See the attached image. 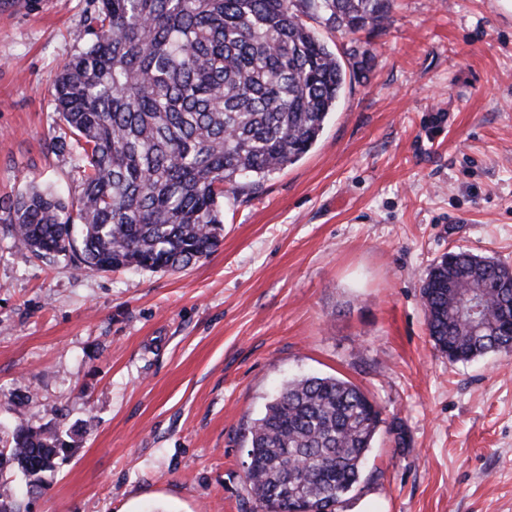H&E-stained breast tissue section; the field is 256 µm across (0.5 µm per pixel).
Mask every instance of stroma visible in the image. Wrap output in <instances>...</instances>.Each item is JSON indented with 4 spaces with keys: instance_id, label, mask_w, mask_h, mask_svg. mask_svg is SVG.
Here are the masks:
<instances>
[{
    "instance_id": "35a3bbf8",
    "label": "stroma",
    "mask_w": 512,
    "mask_h": 512,
    "mask_svg": "<svg viewBox=\"0 0 512 512\" xmlns=\"http://www.w3.org/2000/svg\"><path fill=\"white\" fill-rule=\"evenodd\" d=\"M90 0H0V199L69 195L43 140ZM315 146L226 195L224 238L176 272L75 269L0 223V447L71 449L20 512H256L249 429L289 380L334 375L401 423L338 512H512V355L434 349L422 279L465 248L512 267V0H393Z\"/></svg>"
}]
</instances>
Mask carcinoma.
<instances>
[{
  "mask_svg": "<svg viewBox=\"0 0 512 512\" xmlns=\"http://www.w3.org/2000/svg\"><path fill=\"white\" fill-rule=\"evenodd\" d=\"M89 44L53 81L60 125L45 139L83 172L63 198L33 182L0 203L15 245L76 267L175 273L224 237L221 198L258 187L322 135L347 71L303 18L373 30L389 0H91ZM427 330L451 362L512 352V269L452 250L421 286ZM384 423L337 376L289 381L250 427L246 481L263 512H337L361 483ZM70 446L20 425L0 471H50Z\"/></svg>",
  "mask_w": 512,
  "mask_h": 512,
  "instance_id": "carcinoma-1",
  "label": "carcinoma"
}]
</instances>
